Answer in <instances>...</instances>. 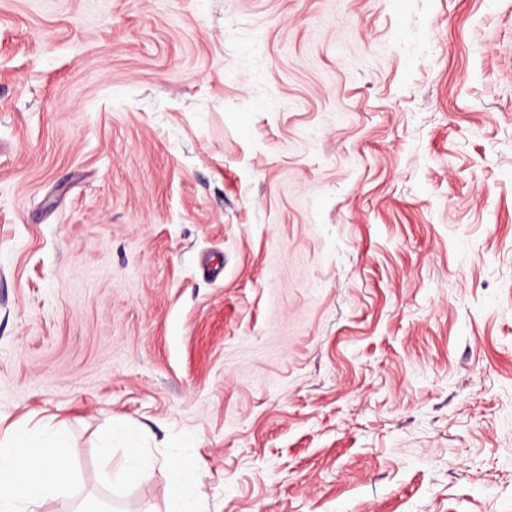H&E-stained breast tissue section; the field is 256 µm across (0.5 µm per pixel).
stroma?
I'll use <instances>...</instances> for the list:
<instances>
[{
    "label": "stroma",
    "instance_id": "35a3bbf8",
    "mask_svg": "<svg viewBox=\"0 0 512 512\" xmlns=\"http://www.w3.org/2000/svg\"><path fill=\"white\" fill-rule=\"evenodd\" d=\"M56 425L42 512H512V0H0V442Z\"/></svg>",
    "mask_w": 512,
    "mask_h": 512
}]
</instances>
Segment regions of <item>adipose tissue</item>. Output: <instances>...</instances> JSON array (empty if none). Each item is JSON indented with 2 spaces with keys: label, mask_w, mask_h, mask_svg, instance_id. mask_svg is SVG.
Instances as JSON below:
<instances>
[{
  "label": "adipose tissue",
  "mask_w": 512,
  "mask_h": 512,
  "mask_svg": "<svg viewBox=\"0 0 512 512\" xmlns=\"http://www.w3.org/2000/svg\"><path fill=\"white\" fill-rule=\"evenodd\" d=\"M65 431L33 438L21 433L0 447V512H40L43 504L63 491L55 472L59 449L68 447Z\"/></svg>",
  "instance_id": "ef3b65f1"
}]
</instances>
